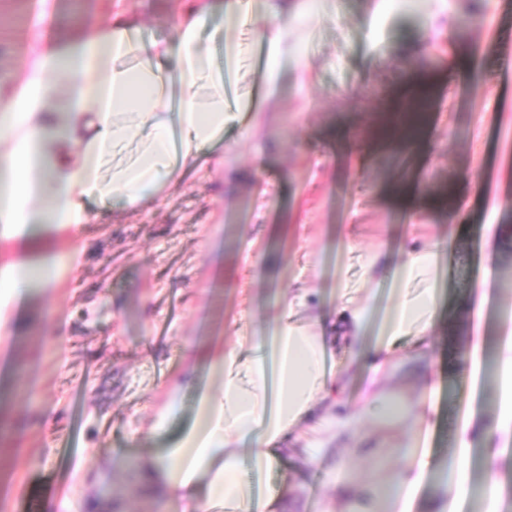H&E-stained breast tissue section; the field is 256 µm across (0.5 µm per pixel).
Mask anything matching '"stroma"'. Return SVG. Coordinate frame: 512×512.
Segmentation results:
<instances>
[{"label":"stroma","instance_id":"35a3bbf8","mask_svg":"<svg viewBox=\"0 0 512 512\" xmlns=\"http://www.w3.org/2000/svg\"><path fill=\"white\" fill-rule=\"evenodd\" d=\"M119 2L145 38L168 36L178 0H0V68L25 65L34 25L64 42ZM283 2L306 82L289 67L271 93L255 33ZM472 13L482 26H460ZM202 41L230 49L223 169H180L141 208L102 211L76 267L0 323V512H185L137 467L191 422L189 396L153 431L171 389L212 385L210 354L264 328L286 295H301L297 319L317 329L344 289H369L373 342L400 286L384 268L411 250H440L434 388L395 387L390 406L428 395L420 443L440 456L468 410L496 418V387L471 390L464 308L483 281L487 313L512 320V237L491 263L484 245L486 225L512 226V0H424L416 16L395 0H254L244 23L214 13ZM420 71L435 77L422 132L376 136L388 96ZM453 207L463 223H449ZM342 463L358 465L339 452L312 468L290 455L267 483L303 484L305 512H323Z\"/></svg>","mask_w":512,"mask_h":512}]
</instances>
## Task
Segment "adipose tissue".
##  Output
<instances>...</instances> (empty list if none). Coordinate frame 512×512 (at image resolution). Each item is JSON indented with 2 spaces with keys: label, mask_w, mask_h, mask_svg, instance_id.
<instances>
[{
  "label": "adipose tissue",
  "mask_w": 512,
  "mask_h": 512,
  "mask_svg": "<svg viewBox=\"0 0 512 512\" xmlns=\"http://www.w3.org/2000/svg\"><path fill=\"white\" fill-rule=\"evenodd\" d=\"M196 2L170 15L167 38H145L126 10L88 24L68 47L32 34L28 65L0 78V168L11 179L0 194V235L24 232L34 242L47 227L77 232L95 219L96 207H141L179 169L205 157L223 167V157L212 151L224 138L226 83L213 64L217 45L201 41L212 10L207 0ZM260 39L272 86L288 61L287 19L275 18ZM79 254L75 248L62 260L45 257L35 270L25 261H8L0 269V314L33 283L51 286L59 265H74ZM294 316V301L283 300L272 335L246 337L211 356L217 383L200 389L192 426L172 447L141 457V470L164 495L184 500L188 512H302L298 490L255 499L260 476L280 463L292 442L308 465H317L358 426L363 412L374 411L381 429L394 426L382 403L385 385L425 360L437 290H399L365 353L362 407L343 415L336 412V381L325 369L329 340L298 326ZM495 378L496 421L466 415L444 464L418 447L419 431L411 429L406 446L374 449L373 458L383 464L380 480L349 482L323 512H365L366 495L377 512H411L416 491L438 468L444 475L435 512H459L472 497L481 500L483 512H502L495 466L512 443L511 325L497 344ZM476 439L488 466L478 486L469 475Z\"/></svg>",
  "instance_id": "adipose-tissue-1"
}]
</instances>
